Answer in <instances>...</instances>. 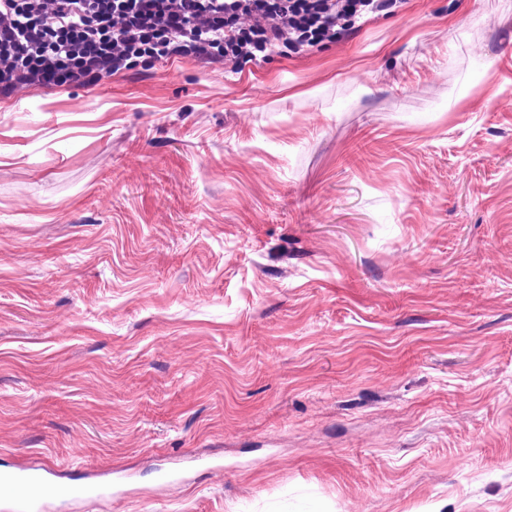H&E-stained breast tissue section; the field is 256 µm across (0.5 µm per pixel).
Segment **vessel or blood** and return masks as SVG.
<instances>
[{
    "label": "vessel or blood",
    "instance_id": "b4317fda",
    "mask_svg": "<svg viewBox=\"0 0 512 512\" xmlns=\"http://www.w3.org/2000/svg\"><path fill=\"white\" fill-rule=\"evenodd\" d=\"M52 465L37 469L15 467L0 470V512H43L47 493L65 502H84L101 496V483H65L51 486Z\"/></svg>",
    "mask_w": 512,
    "mask_h": 512
}]
</instances>
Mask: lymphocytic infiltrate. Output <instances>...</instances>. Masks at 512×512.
Returning a JSON list of instances; mask_svg holds the SVG:
<instances>
[{
    "label": "lymphocytic infiltrate",
    "instance_id": "1",
    "mask_svg": "<svg viewBox=\"0 0 512 512\" xmlns=\"http://www.w3.org/2000/svg\"><path fill=\"white\" fill-rule=\"evenodd\" d=\"M399 0H0V96L30 85L94 86L135 57L256 59L333 41L343 21ZM255 18L244 26V18Z\"/></svg>",
    "mask_w": 512,
    "mask_h": 512
}]
</instances>
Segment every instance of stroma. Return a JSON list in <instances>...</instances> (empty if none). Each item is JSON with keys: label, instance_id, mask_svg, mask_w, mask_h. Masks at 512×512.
<instances>
[{"label": "stroma", "instance_id": "35a3bbf8", "mask_svg": "<svg viewBox=\"0 0 512 512\" xmlns=\"http://www.w3.org/2000/svg\"><path fill=\"white\" fill-rule=\"evenodd\" d=\"M47 462L131 478L57 512H512V0L0 97V469Z\"/></svg>", "mask_w": 512, "mask_h": 512}]
</instances>
